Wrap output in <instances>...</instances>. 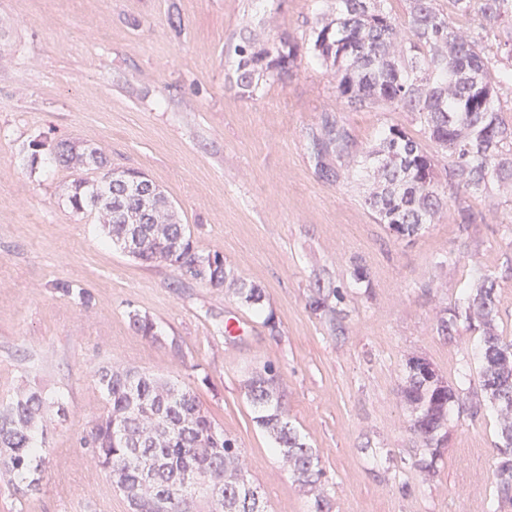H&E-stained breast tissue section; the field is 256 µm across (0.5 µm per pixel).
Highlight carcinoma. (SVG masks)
<instances>
[{"mask_svg": "<svg viewBox=\"0 0 512 512\" xmlns=\"http://www.w3.org/2000/svg\"><path fill=\"white\" fill-rule=\"evenodd\" d=\"M404 2L400 18L388 0H338L336 14L313 17L306 42V50L334 75L339 103L354 111L410 115V125L387 123L372 146L361 148L340 116L325 112L307 143L321 179L340 182L350 163L367 173L365 203L397 238L417 235L448 207L436 172L438 155L448 156L460 224L473 221L467 200L512 179V122L500 106L501 90L512 88V0H448L446 12L435 0ZM234 52L236 85L251 96L267 81L287 77L298 56L288 36L265 41L248 29ZM57 147L58 163L81 174L69 196L72 208L98 207L112 243L137 240L134 257L145 264L168 261L182 269L200 261L210 285L226 288L248 308H263L264 290L227 269L220 252L198 253L165 198L144 202L130 193L125 207L151 208L150 223L119 221L114 203L120 188L112 185L103 153L65 140ZM344 299L341 288L318 282L307 306L332 323ZM461 319L478 332L477 387L448 384L421 357L405 364L401 393L410 413L408 428L421 442L412 467L421 482H432L451 412L468 406L476 413L483 396L496 408L500 425L488 512H512V416H503V409L512 408V340L501 336L496 323L491 276L448 309L438 320V333L453 336ZM92 375L108 409L86 432L83 445L112 484L136 502L137 512H197L199 497L209 504L208 512H268L241 450L216 429L193 391L129 368L100 367ZM243 390L257 425L310 496L309 512H333L334 495L323 481L317 450L282 405L278 370L268 365L251 374ZM46 404L42 392L29 389L0 405V473L28 491L42 480L46 448L38 431Z\"/></svg>", "mask_w": 512, "mask_h": 512, "instance_id": "cac0c4a2", "label": "carcinoma"}]
</instances>
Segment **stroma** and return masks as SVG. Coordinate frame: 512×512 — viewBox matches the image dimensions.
Here are the masks:
<instances>
[{
	"mask_svg": "<svg viewBox=\"0 0 512 512\" xmlns=\"http://www.w3.org/2000/svg\"><path fill=\"white\" fill-rule=\"evenodd\" d=\"M335 10L336 0H0V401L36 387L65 403L45 412L39 490L0 482V512H131L80 445L105 406L91 369L111 365L193 390L241 448L270 512H308L241 387L268 364L290 421L318 450L334 512H487L490 403L452 413L440 474L423 484L401 387L414 355L457 383L477 336L463 324L441 336L436 323L481 276L495 280L512 339V182L470 200L472 223L451 209L399 240L359 180L320 179L307 142L323 112L363 146L407 120L337 104L329 71L302 47L312 17ZM267 27L301 49L287 78L250 96L236 85L233 48L244 29ZM61 140L144 172L199 253L219 251L264 289V311L113 246L94 213L68 201L76 174L54 159ZM59 280L91 305L54 290ZM319 280L347 291L335 322L307 307ZM134 314L153 320L158 339L136 333ZM231 318L242 331L227 337L216 326Z\"/></svg>",
	"mask_w": 512,
	"mask_h": 512,
	"instance_id": "35a3bbf8",
	"label": "stroma"
}]
</instances>
